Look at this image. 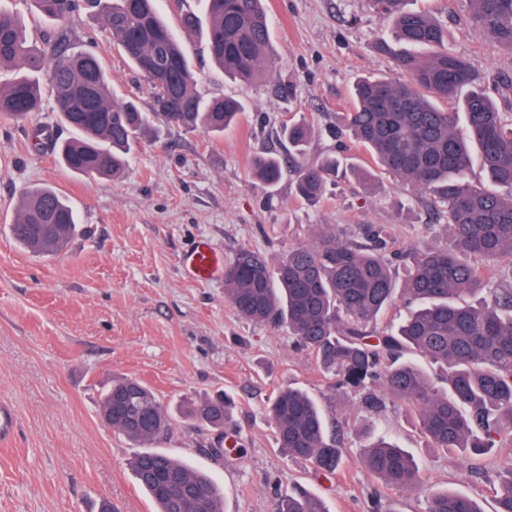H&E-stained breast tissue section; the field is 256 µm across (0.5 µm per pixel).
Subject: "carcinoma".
<instances>
[{"label": "carcinoma", "instance_id": "carcinoma-1", "mask_svg": "<svg viewBox=\"0 0 512 512\" xmlns=\"http://www.w3.org/2000/svg\"><path fill=\"white\" fill-rule=\"evenodd\" d=\"M37 13L63 20L72 0H32ZM99 9L104 28L151 89V111L112 90L103 62L91 52H71L66 40L40 52L29 45L25 24L0 9V71L16 77L0 84V116L24 120L42 107L44 71L63 123L72 136L54 140L49 126L32 131L36 149L53 143L61 163L85 176H117L154 122L186 131L221 135L243 110L233 97L207 99L180 37L169 28L158 0H87ZM208 48L224 74L242 82L269 73L271 29L263 0H205ZM476 29L512 53V0H469ZM393 24L396 55L406 78L356 81L352 109L342 114L336 137L361 146L375 167L431 197L446 234L442 247L412 252L388 243L384 229L366 225L363 237L343 236L322 224L314 240L288 248L275 267L248 248L224 267V299L242 318L285 327L295 345L336 376L334 387L362 396L370 408L401 400L409 404L433 448L480 470L491 453L499 457L494 512H512V286L505 287L477 261H506L512 268V117L501 112L469 62L448 50V32L430 14L406 8V0H374ZM300 154L311 129L304 122L283 127ZM479 165L491 187L466 181ZM339 164L328 158L298 166L296 195L318 204ZM253 176L272 186L283 176L281 160L261 155ZM10 234L33 254L63 250L76 230V216L53 188L26 191ZM408 264L402 295L411 306L396 326H378L395 298L394 266ZM473 298L467 302L463 297ZM445 368L433 380L416 361ZM229 404L218 397L187 406L185 416L219 429ZM100 415L128 440L150 444L172 428L156 394L136 379L119 378L105 392ZM281 450L333 475L344 443L306 392L279 391L269 407ZM365 470L391 489L424 488L415 457L393 440L364 446ZM140 487L157 512H224L213 478L159 450L132 462ZM274 512H330L319 496L302 488L281 496ZM428 512H483L454 491L430 494Z\"/></svg>", "mask_w": 512, "mask_h": 512}]
</instances>
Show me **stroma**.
<instances>
[{
  "mask_svg": "<svg viewBox=\"0 0 512 512\" xmlns=\"http://www.w3.org/2000/svg\"><path fill=\"white\" fill-rule=\"evenodd\" d=\"M448 32V47L466 58L501 111L512 114V55L470 23L469 0H408ZM18 16L37 48L66 33L71 46L94 51L117 95L150 108V89L131 68L102 20L76 0L63 23L43 20L31 0H0ZM275 68L251 84L225 78L209 57L203 0H161V8L192 63L202 92L232 96L245 110L216 137L158 124L117 179L65 168L49 149H34L31 128L47 124L59 139L70 131L45 97L41 112L18 123L0 119V405L12 408L13 433L0 440V512H155L131 461L138 445L105 425L99 405L113 377L150 386L170 410L171 433L156 447L208 471L224 494V512H273L293 484L322 497L330 512H370L380 493L393 512H426L427 489H448L494 512L496 463L483 472L428 447L406 403L365 409L357 394L334 389L335 378L299 350L286 329L247 321L224 299V278L197 281L183 257L197 240L231 261L249 248L277 264L284 250L311 240L317 225L358 235L365 224L420 251L437 244L424 226L427 197L378 170L371 185L336 176L316 206L295 195L296 164L337 157L366 166V151L336 139L338 117L350 110L361 76L400 78L391 57L376 50L394 42L393 25L372 0H265ZM198 16L183 31L184 13ZM302 121L314 130L303 155L282 133ZM272 152L285 173L272 186L252 177L257 156ZM51 186L73 205L78 226L68 246L36 255L10 237L21 194ZM309 392L344 431L346 452L324 476L279 448L266 407L278 390ZM227 394L222 428L203 430L181 413L189 401ZM385 434L409 449L423 471L422 491L391 490L363 470L360 446Z\"/></svg>",
  "mask_w": 512,
  "mask_h": 512,
  "instance_id": "obj_1",
  "label": "stroma"
}]
</instances>
